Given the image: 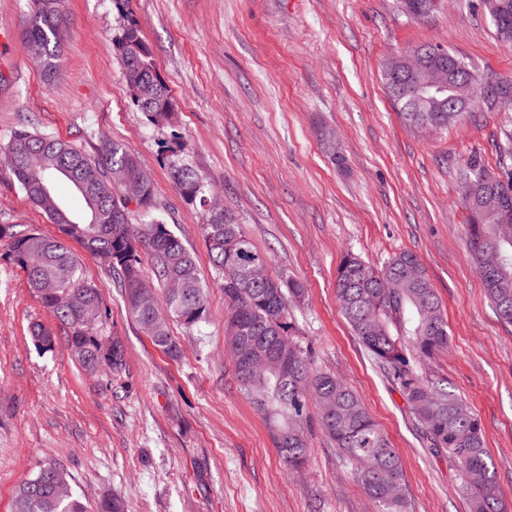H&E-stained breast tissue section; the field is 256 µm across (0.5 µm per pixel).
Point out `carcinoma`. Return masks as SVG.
<instances>
[{
  "label": "carcinoma",
  "mask_w": 512,
  "mask_h": 512,
  "mask_svg": "<svg viewBox=\"0 0 512 512\" xmlns=\"http://www.w3.org/2000/svg\"><path fill=\"white\" fill-rule=\"evenodd\" d=\"M483 7L500 40L512 44V0H483ZM120 12L113 47L133 101L151 124L170 125L175 118L170 90L156 70L137 21L125 8ZM65 33L61 0H35L24 43L39 51L48 74L58 67ZM456 83L477 87L480 99L475 110L500 108L496 99L483 96L487 83L470 65L450 75L448 84ZM388 92L402 120L415 129L431 123L444 129L474 114V110L452 109L451 89L426 95L421 112L412 111L393 89ZM497 147L500 154L512 156V120L501 127ZM0 152L6 155L7 168L24 197L59 232L52 237L34 228L19 230L15 224H0V241L8 242L10 258L25 272L33 295L67 329V348L81 367L87 372L101 366L119 372L125 366V352L119 337L101 334L107 306L99 290L86 280L80 261L66 245L67 238L108 259L105 266L121 289L131 319L159 349L177 356L179 345L171 336L170 321L192 329L206 319L205 285L194 253L169 224L152 215L154 184L137 158L106 136L99 138L96 153L90 156L67 140L37 130L29 119L0 146ZM114 171L141 182L143 196L128 199L124 188L110 181ZM486 172L477 155L459 167L461 198L483 194L480 177ZM169 173L187 203L205 206L203 179L188 163L178 157L170 159ZM60 179L81 199V209H72L57 196L54 184ZM136 213L150 220L134 224ZM203 214V237L216 274L223 277L227 269L238 272L237 281L222 280L229 309L225 334L236 379L272 435H286L285 442H275L282 463L288 468L302 467L309 458L307 409L312 397L319 407L321 429L351 463L358 483L381 512H408L397 452L348 385L313 368L299 339L293 309L305 301L304 283L286 273L254 275L257 269L269 268L270 256L256 250L234 215L216 223L208 211ZM468 244L498 318L512 324V224H498L495 218L471 209ZM144 252L153 260L160 295L138 287ZM336 298L359 342L404 395L430 450L448 455L455 464L457 488L468 497L471 512H503L479 419L459 407L460 400L446 383L432 382L418 371V365L432 360L449 340L442 305L419 258L409 251L399 252L378 269L347 252L336 268ZM30 333L39 351L54 350L51 328L36 323ZM278 354L286 359L285 366H265ZM13 512L89 509L72 491L67 472L49 464L19 486Z\"/></svg>",
  "instance_id": "obj_1"
}]
</instances>
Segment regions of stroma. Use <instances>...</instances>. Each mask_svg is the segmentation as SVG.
I'll return each instance as SVG.
<instances>
[{"mask_svg": "<svg viewBox=\"0 0 512 512\" xmlns=\"http://www.w3.org/2000/svg\"><path fill=\"white\" fill-rule=\"evenodd\" d=\"M479 3L439 0L418 20L399 0H129L175 106V124L157 127L133 104L114 52L113 0H63L67 36L50 77L22 40L33 0H0V32L12 35L0 43V145L27 116L90 155L100 136L121 142L150 175L167 224L195 251L207 293L206 322L191 330L171 322L180 345L171 358L129 317L101 261L70 242L109 310L105 334L125 346L121 372L89 374L0 242V512H12L16 488L49 463L92 508L115 494L126 512H377L320 429L308 435L305 468L286 470L241 391L203 211L169 176L176 148L271 256V275L306 284L295 312L302 344L385 432L411 512H469L453 462L427 448L336 299L345 252L375 266L397 252L417 255L449 334L422 373L447 382L478 417L512 512V325L499 320L468 255L457 182L474 153L498 172L494 144L512 116L485 111L419 131L402 122L381 79L392 56L424 44L447 47L482 78H512V46ZM0 224L58 233L1 163ZM36 322L52 327L54 351H38Z\"/></svg>", "mask_w": 512, "mask_h": 512, "instance_id": "stroma-1", "label": "stroma"}]
</instances>
